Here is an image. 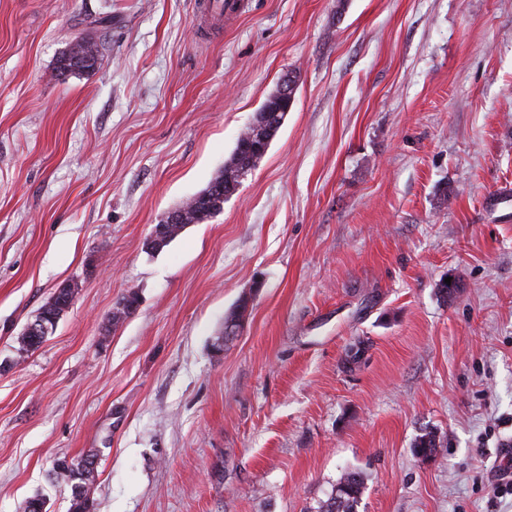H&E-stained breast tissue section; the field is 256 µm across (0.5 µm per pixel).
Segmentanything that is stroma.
<instances>
[{
  "mask_svg": "<svg viewBox=\"0 0 512 512\" xmlns=\"http://www.w3.org/2000/svg\"><path fill=\"white\" fill-rule=\"evenodd\" d=\"M198 3L0 0V512H69L89 455L91 512H314L348 470L358 512H512V0ZM288 75L223 210L147 252ZM240 0H203L199 4L200 19L221 20L237 14L240 10ZM72 46L59 59L57 66V75L59 77H66L75 72L93 69L97 64L98 47L95 42L83 39V42L78 45V53L81 55V59L78 62H73ZM289 77V76H288ZM284 78L280 83L278 90L273 98V101L277 104L271 107H264V112L272 118H277L280 112H284L285 115L288 113L290 106L292 105L295 97L296 86L293 79ZM63 302H65V301L62 299L61 296L53 293V296L50 298V300L47 301L40 308L38 314L45 313L47 315H53V316L57 317V315H59L63 310V306H62ZM65 312L66 311H64V313ZM63 314L61 316L60 315L58 316V321L63 316ZM58 321L57 320H56V322L48 321V323L50 324V331L47 333L49 324H47L46 320L44 319V316H40V317L36 318L34 322H32L31 324L28 325V327L25 331L26 336L25 335L21 336L20 350L29 352V351H34V350L38 349L41 346V344L45 341L48 334H51L53 332ZM46 333H47V335L43 336ZM86 462L89 466H81V462ZM74 467H64L57 471L53 467L54 478L57 482L70 487L71 505L70 512H90V504L86 496V488L96 479L97 470L93 457L87 456L81 459H72Z\"/></svg>",
  "mask_w": 512,
  "mask_h": 512,
  "instance_id": "35a3bbf8",
  "label": "stroma"
}]
</instances>
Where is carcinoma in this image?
Instances as JSON below:
<instances>
[{
  "instance_id": "1",
  "label": "carcinoma",
  "mask_w": 512,
  "mask_h": 512,
  "mask_svg": "<svg viewBox=\"0 0 512 512\" xmlns=\"http://www.w3.org/2000/svg\"><path fill=\"white\" fill-rule=\"evenodd\" d=\"M78 48L81 59L77 62L73 61V49L71 48L61 56L57 66L58 76L66 77L72 73L87 71L96 66L98 60L97 44L85 39L78 45ZM260 128L264 129L266 136L270 139L274 138L279 130L277 125L263 124L261 112H256L252 123L237 139L232 155L225 161L224 171L218 175V179L222 182V190L210 194L205 202L193 197L184 202L181 206V222L168 224L163 234L149 237L145 242L147 250L151 252L163 250L180 234L185 226L199 224L223 210L224 199L237 191L244 176L253 170L262 159L255 147L256 131ZM435 448V435L430 431L420 435L414 444V452L418 456L431 455ZM53 474L56 481L70 487V512H90L86 488L96 479L97 470L94 459L89 456L82 461L76 459L73 461V466L65 467L59 471L55 470ZM363 488V473L357 470L346 471L339 478L327 499L318 503L315 512H357Z\"/></svg>"
}]
</instances>
